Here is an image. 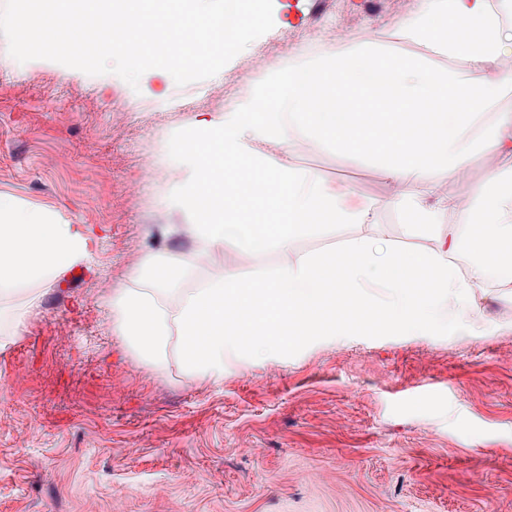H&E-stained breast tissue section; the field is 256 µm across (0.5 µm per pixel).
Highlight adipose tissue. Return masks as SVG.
<instances>
[{
    "mask_svg": "<svg viewBox=\"0 0 512 512\" xmlns=\"http://www.w3.org/2000/svg\"><path fill=\"white\" fill-rule=\"evenodd\" d=\"M512 48L499 0H424L391 31L349 41L281 70L268 65L273 92H253L231 112L192 117L166 162L177 173V234L195 243L192 259L233 245L280 263L262 270L225 267L179 293L189 260L146 256L137 285L109 298L116 333L155 367L178 345L191 378L224 379L243 343L277 355L312 336L348 326L389 330L476 325L471 291L492 267L512 261V179L497 172L451 196L441 177L460 174L474 151L512 157V114L499 108L512 76L499 71ZM297 140L352 152L380 168L394 192L349 209L316 173L288 159ZM392 207L425 247L405 250L369 235L341 252L292 256V245L328 224H366ZM85 230L52 210L0 196V295L55 276L83 260ZM471 257L469 278L456 263ZM389 289L387 300L370 286Z\"/></svg>",
    "mask_w": 512,
    "mask_h": 512,
    "instance_id": "1",
    "label": "adipose tissue"
}]
</instances>
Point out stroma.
Returning <instances> with one entry per match:
<instances>
[{"instance_id":"35a3bbf8","label":"stroma","mask_w":512,"mask_h":512,"mask_svg":"<svg viewBox=\"0 0 512 512\" xmlns=\"http://www.w3.org/2000/svg\"><path fill=\"white\" fill-rule=\"evenodd\" d=\"M422 0H273L274 27L217 75L132 88L49 60L17 62L0 36V194L91 230L86 258L0 296L37 297L0 326V512H512V277L488 270L481 325L344 329L273 358L242 353L224 380L188 378L178 349L162 371L112 328L109 292L133 287L149 254H188L167 185L147 167L189 115L232 110L267 86L257 60L325 35L365 40ZM123 122H116V114ZM294 165L346 202L391 194L356 156L304 142ZM512 168L472 153L445 192ZM366 232L416 246L398 214L302 236L300 253Z\"/></svg>"}]
</instances>
